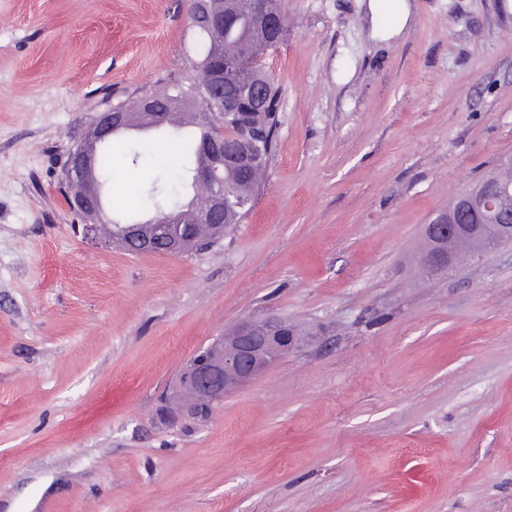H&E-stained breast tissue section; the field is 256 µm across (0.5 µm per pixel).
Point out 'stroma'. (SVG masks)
Returning a JSON list of instances; mask_svg holds the SVG:
<instances>
[{"mask_svg": "<svg viewBox=\"0 0 512 512\" xmlns=\"http://www.w3.org/2000/svg\"><path fill=\"white\" fill-rule=\"evenodd\" d=\"M282 0L258 199L178 256L87 240L62 163L113 100L186 79L187 0H0V512H512V243L428 278L424 226L512 155V0ZM115 136L105 219L154 214ZM314 340L168 425L245 319ZM379 2V0H368L367 2V13L370 14L372 23L371 37L373 39L382 40L394 38L398 36L410 22L412 7L407 0H399L392 23L388 27L380 29L377 23L378 12L381 7Z\"/></svg>", "mask_w": 512, "mask_h": 512, "instance_id": "35a3bbf8", "label": "stroma"}]
</instances>
